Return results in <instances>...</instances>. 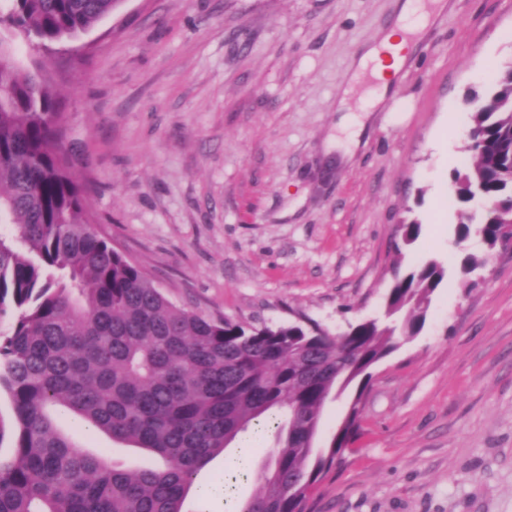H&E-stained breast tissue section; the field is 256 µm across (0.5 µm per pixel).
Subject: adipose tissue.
<instances>
[{
	"label": "adipose tissue",
	"mask_w": 512,
	"mask_h": 512,
	"mask_svg": "<svg viewBox=\"0 0 512 512\" xmlns=\"http://www.w3.org/2000/svg\"><path fill=\"white\" fill-rule=\"evenodd\" d=\"M398 11L401 26L389 29L380 43H367L362 55L353 63L345 81L344 92L349 95L353 93L355 85L365 73H373L379 78L380 84L374 90L370 101L374 107L390 95L393 87L391 77L403 68V61L397 58L396 53L406 46V33L417 31L426 23L419 0H400Z\"/></svg>",
	"instance_id": "ef3b65f1"
}]
</instances>
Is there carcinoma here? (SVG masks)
<instances>
[{
	"label": "carcinoma",
	"instance_id": "carcinoma-1",
	"mask_svg": "<svg viewBox=\"0 0 512 512\" xmlns=\"http://www.w3.org/2000/svg\"><path fill=\"white\" fill-rule=\"evenodd\" d=\"M120 0H10L0 8V390L15 415L13 451L0 459V512H185L201 471L237 438L279 413L260 491L239 512H306L307 501L361 430L370 369L423 328L445 268L395 271L381 318L335 336L315 322L260 328L207 319L174 304L101 237L84 188L58 149L62 114L45 77L22 68L12 42L76 38ZM471 164L452 178L464 287L487 257L509 248L512 225V66L473 97ZM421 224L400 225L401 246ZM349 396L344 418L314 449L322 408ZM150 460L130 471L78 446L60 415Z\"/></svg>",
	"mask_w": 512,
	"mask_h": 512
}]
</instances>
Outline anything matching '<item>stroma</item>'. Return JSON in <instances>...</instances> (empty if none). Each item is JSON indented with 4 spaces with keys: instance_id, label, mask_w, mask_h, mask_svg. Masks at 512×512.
I'll return each mask as SVG.
<instances>
[{
    "instance_id": "1",
    "label": "stroma",
    "mask_w": 512,
    "mask_h": 512,
    "mask_svg": "<svg viewBox=\"0 0 512 512\" xmlns=\"http://www.w3.org/2000/svg\"><path fill=\"white\" fill-rule=\"evenodd\" d=\"M397 0H122L76 39L38 48L61 102V149L99 234L176 305L247 326L331 332L381 313L392 266L447 275L424 328L375 365L362 432L310 512H512V251L462 286L455 245L468 104L512 65V0H448L394 96L346 112L343 75ZM418 222L402 256L398 225ZM273 438L202 471L222 492L187 512H236Z\"/></svg>"
}]
</instances>
